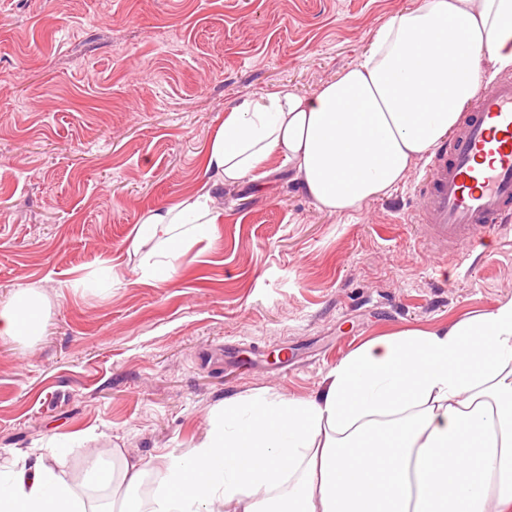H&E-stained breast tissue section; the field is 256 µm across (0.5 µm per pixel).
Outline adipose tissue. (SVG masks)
<instances>
[{"mask_svg":"<svg viewBox=\"0 0 512 512\" xmlns=\"http://www.w3.org/2000/svg\"><path fill=\"white\" fill-rule=\"evenodd\" d=\"M509 66L512 0H423L314 94L242 100L203 150V184L135 215V275L173 278L222 220L215 188L262 182L278 161L331 213L388 196ZM49 309L37 286L10 292L0 343L43 335ZM462 458L485 479L464 481ZM0 512H512V299L380 335L313 396L225 399L159 467L116 448L75 484L40 458L0 464Z\"/></svg>","mask_w":512,"mask_h":512,"instance_id":"adipose-tissue-1","label":"adipose tissue"}]
</instances>
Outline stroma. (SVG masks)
<instances>
[{"instance_id": "obj_1", "label": "stroma", "mask_w": 512, "mask_h": 512, "mask_svg": "<svg viewBox=\"0 0 512 512\" xmlns=\"http://www.w3.org/2000/svg\"><path fill=\"white\" fill-rule=\"evenodd\" d=\"M421 2L0 0V298L33 284L51 305L43 336L0 344V464L69 436L49 464L73 481L113 448L157 465L227 397L312 396L381 331L512 298V229L461 263L415 240L423 159L343 214L284 167L222 190L210 250L165 283L134 282L123 249L136 214L200 185L227 109L317 92ZM111 257V290L91 289Z\"/></svg>"}]
</instances>
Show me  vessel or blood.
<instances>
[{
	"instance_id": "obj_1",
	"label": "vessel or blood",
	"mask_w": 512,
	"mask_h": 512,
	"mask_svg": "<svg viewBox=\"0 0 512 512\" xmlns=\"http://www.w3.org/2000/svg\"><path fill=\"white\" fill-rule=\"evenodd\" d=\"M417 236L460 256L512 223V75L480 94L418 186Z\"/></svg>"
}]
</instances>
